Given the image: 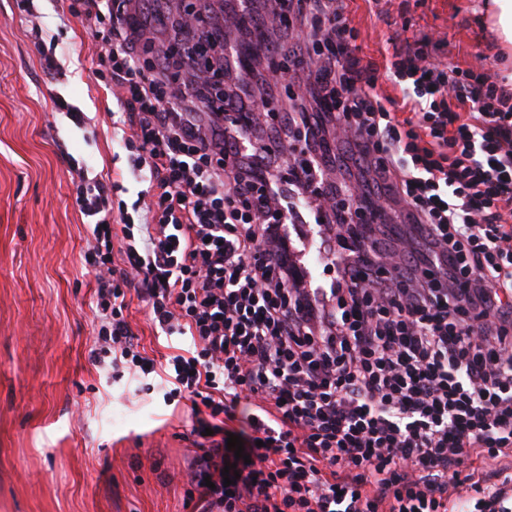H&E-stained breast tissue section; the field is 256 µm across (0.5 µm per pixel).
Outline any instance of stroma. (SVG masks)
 <instances>
[{
    "mask_svg": "<svg viewBox=\"0 0 512 512\" xmlns=\"http://www.w3.org/2000/svg\"><path fill=\"white\" fill-rule=\"evenodd\" d=\"M61 76L49 80L15 0H0V512H184L191 404H165L94 366L95 281L83 265L84 217L75 169L123 172L133 203L140 188L129 148L112 134L113 95L93 76L94 46L80 18L38 0ZM485 0H392L379 12L352 0L364 59L381 61L410 18V33L447 42L446 61L512 82ZM57 92L82 113L52 111ZM128 320L149 356L187 349V336L157 335L145 303Z\"/></svg>",
    "mask_w": 512,
    "mask_h": 512,
    "instance_id": "35a3bbf8",
    "label": "stroma"
}]
</instances>
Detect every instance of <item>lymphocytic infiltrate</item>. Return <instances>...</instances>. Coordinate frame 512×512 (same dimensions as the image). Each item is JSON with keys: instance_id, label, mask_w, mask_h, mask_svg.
Here are the masks:
<instances>
[{"instance_id": "obj_1", "label": "lymphocytic infiltrate", "mask_w": 512, "mask_h": 512, "mask_svg": "<svg viewBox=\"0 0 512 512\" xmlns=\"http://www.w3.org/2000/svg\"><path fill=\"white\" fill-rule=\"evenodd\" d=\"M54 2L96 42L143 184L130 205L111 177L76 196L93 361L190 401L186 502L512 512V84L440 64L446 43L425 33L363 61L349 0H234L266 65L214 100L238 53L223 28L197 30L209 0L160 54L141 0ZM382 76L401 104L374 95ZM305 222L329 283L299 268ZM131 293L191 349L142 352Z\"/></svg>"}]
</instances>
